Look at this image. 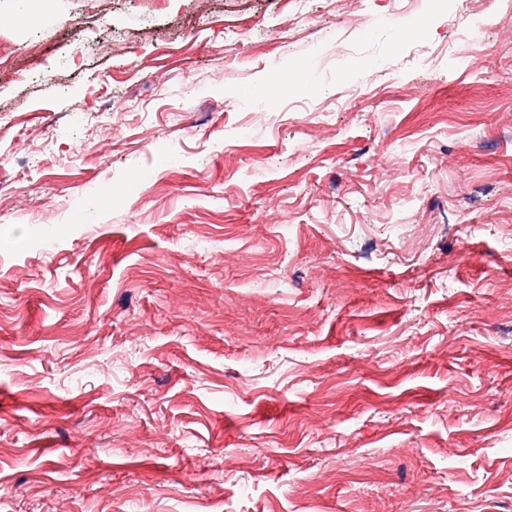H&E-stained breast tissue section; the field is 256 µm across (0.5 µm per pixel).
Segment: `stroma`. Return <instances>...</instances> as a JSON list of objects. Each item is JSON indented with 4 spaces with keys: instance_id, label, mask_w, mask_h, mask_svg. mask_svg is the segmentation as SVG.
Segmentation results:
<instances>
[{
    "instance_id": "35a3bbf8",
    "label": "stroma",
    "mask_w": 512,
    "mask_h": 512,
    "mask_svg": "<svg viewBox=\"0 0 512 512\" xmlns=\"http://www.w3.org/2000/svg\"><path fill=\"white\" fill-rule=\"evenodd\" d=\"M500 3L55 0L0 30V512H512Z\"/></svg>"
}]
</instances>
